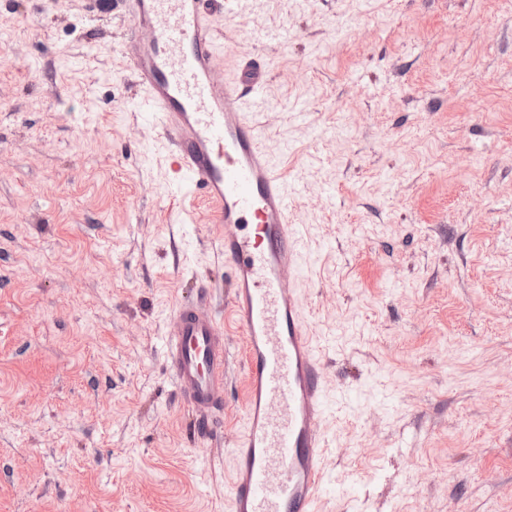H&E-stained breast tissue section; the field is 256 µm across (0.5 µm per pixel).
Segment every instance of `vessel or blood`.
Segmentation results:
<instances>
[{"instance_id": "1", "label": "vessel or blood", "mask_w": 512, "mask_h": 512, "mask_svg": "<svg viewBox=\"0 0 512 512\" xmlns=\"http://www.w3.org/2000/svg\"><path fill=\"white\" fill-rule=\"evenodd\" d=\"M243 0H123L127 58L141 106L176 183L209 202L230 270V313L246 339L245 429L235 443L232 512H316L325 383L294 280L309 240L294 223L298 182L257 119L267 78L253 56L225 74L217 15ZM167 358L194 417L213 437L224 407L223 327L196 303L178 308Z\"/></svg>"}]
</instances>
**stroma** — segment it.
<instances>
[{"label":"stroma","mask_w":512,"mask_h":512,"mask_svg":"<svg viewBox=\"0 0 512 512\" xmlns=\"http://www.w3.org/2000/svg\"><path fill=\"white\" fill-rule=\"evenodd\" d=\"M217 31L225 70L266 60L300 181L317 512H512V0H247ZM122 40L97 0H0V512H230L224 227L157 162ZM202 288L224 409L200 443L166 352Z\"/></svg>","instance_id":"obj_1"}]
</instances>
